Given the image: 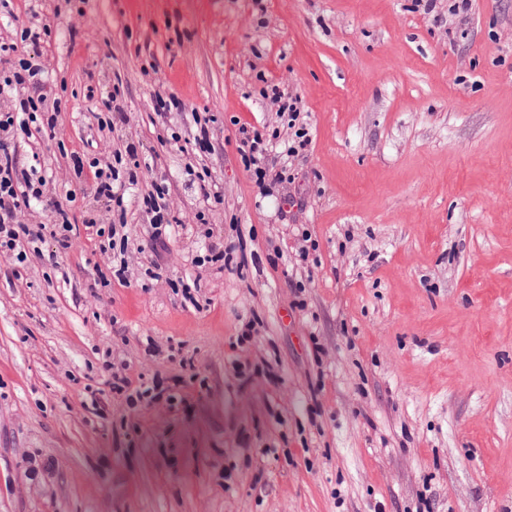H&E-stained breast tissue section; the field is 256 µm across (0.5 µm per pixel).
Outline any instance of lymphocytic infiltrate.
Masks as SVG:
<instances>
[{
  "mask_svg": "<svg viewBox=\"0 0 512 512\" xmlns=\"http://www.w3.org/2000/svg\"><path fill=\"white\" fill-rule=\"evenodd\" d=\"M10 51L9 45H0V52L6 56L4 63L0 64V98L10 100L8 111L0 113V252L12 253L16 261L22 263L27 258V246L46 235L53 237L60 248H69L73 230L71 205L76 200V187L85 184V162L82 157H74L75 186L51 203L44 230H32L21 222V214L30 208L32 202L41 200L45 182L32 179L19 170L17 157L10 151L8 141L18 134L27 137L35 133L54 135L56 114L46 105L48 95L41 81L44 66L39 55L13 59L9 56ZM263 95L277 104L279 113L287 115L289 123L295 126L289 154L295 155L307 149L312 138L307 127L298 122L300 98L285 96L275 85L267 86ZM268 144V138L259 130L245 129L241 132L239 149L244 168L251 182L261 189L285 179L284 173L273 172L268 164ZM142 173L139 150L135 144L129 143L124 152L116 153L114 161L96 169L92 184L85 185H88L95 201L108 210L121 212L125 209L121 186L137 184Z\"/></svg>",
  "mask_w": 512,
  "mask_h": 512,
  "instance_id": "1",
  "label": "lymphocytic infiltrate"
}]
</instances>
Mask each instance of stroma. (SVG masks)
Here are the masks:
<instances>
[{
    "label": "stroma",
    "instance_id": "obj_1",
    "mask_svg": "<svg viewBox=\"0 0 512 512\" xmlns=\"http://www.w3.org/2000/svg\"><path fill=\"white\" fill-rule=\"evenodd\" d=\"M451 3L0 5L17 53L50 29L57 134L13 141L49 197L74 156L133 141L150 162L125 192L127 283L89 196L65 252H0V512H512V0ZM270 83L313 143L264 196L238 129L286 130ZM116 88L125 120L100 129ZM169 93L189 109L157 118ZM156 184L181 220L162 248ZM241 243L240 268L194 263ZM116 373L171 395L129 403ZM155 193H149L143 197L142 204L147 213L151 215L150 223L152 236L155 240H162L166 236V228L173 227V224H180L181 221L174 215L166 202L168 190L166 187L156 184Z\"/></svg>",
    "mask_w": 512,
    "mask_h": 512
}]
</instances>
